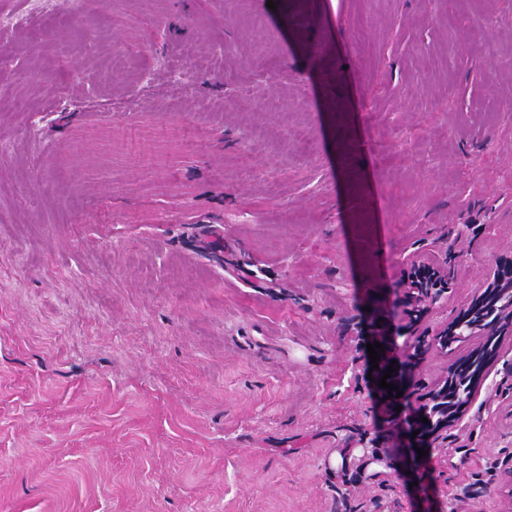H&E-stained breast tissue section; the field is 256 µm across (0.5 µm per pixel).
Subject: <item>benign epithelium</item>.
<instances>
[{"label":"benign epithelium","mask_w":512,"mask_h":512,"mask_svg":"<svg viewBox=\"0 0 512 512\" xmlns=\"http://www.w3.org/2000/svg\"><path fill=\"white\" fill-rule=\"evenodd\" d=\"M454 270L440 268L429 274V279L409 278L401 283L406 298L413 305L438 313L448 303V290L454 285ZM469 316L455 318L450 322L437 321L428 326L421 336L428 346H448L450 339L471 336L492 338L499 335L505 326H512V262H504L486 276V281L475 291L467 306ZM452 372L442 384L435 386L425 398L423 407L415 410L417 427L421 434L433 436L445 430L468 407V404H448V387L456 379ZM428 422H423L422 418Z\"/></svg>","instance_id":"obj_1"}]
</instances>
